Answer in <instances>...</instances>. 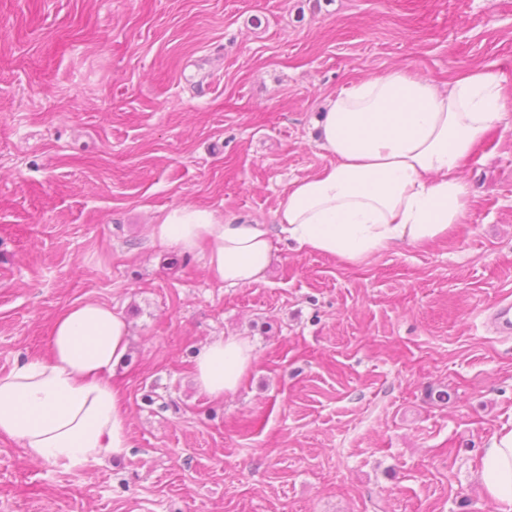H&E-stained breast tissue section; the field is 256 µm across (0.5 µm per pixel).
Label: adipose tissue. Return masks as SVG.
I'll use <instances>...</instances> for the list:
<instances>
[{"label":"adipose tissue","instance_id":"1","mask_svg":"<svg viewBox=\"0 0 512 512\" xmlns=\"http://www.w3.org/2000/svg\"><path fill=\"white\" fill-rule=\"evenodd\" d=\"M503 81L477 68L443 90L402 68L328 96L317 130L332 162L290 184L275 210L281 233L297 249L349 265L403 243L446 238L471 201L462 170L503 118ZM151 236L185 252L206 247L210 276L228 286L257 283L273 258L263 225L223 222L194 205L170 208ZM129 345L128 324L110 307L69 306L54 320L47 356L0 374V437L31 459L66 468L125 454L128 413L112 372ZM255 360L240 336L202 345L194 361L199 394L235 393ZM477 477L499 512H512V425L491 437Z\"/></svg>","mask_w":512,"mask_h":512}]
</instances>
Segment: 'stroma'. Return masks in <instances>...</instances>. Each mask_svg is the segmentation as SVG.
Listing matches in <instances>:
<instances>
[{
	"mask_svg": "<svg viewBox=\"0 0 512 512\" xmlns=\"http://www.w3.org/2000/svg\"><path fill=\"white\" fill-rule=\"evenodd\" d=\"M474 67L505 116L448 238L356 266L277 240L290 182L332 162L328 95ZM184 204L265 225L263 279L153 241ZM84 300L129 323L131 447L66 469L0 438V512H498L476 469L512 424V0H0V373ZM230 335L257 360L213 401L192 356Z\"/></svg>",
	"mask_w": 512,
	"mask_h": 512,
	"instance_id": "1",
	"label": "stroma"
}]
</instances>
